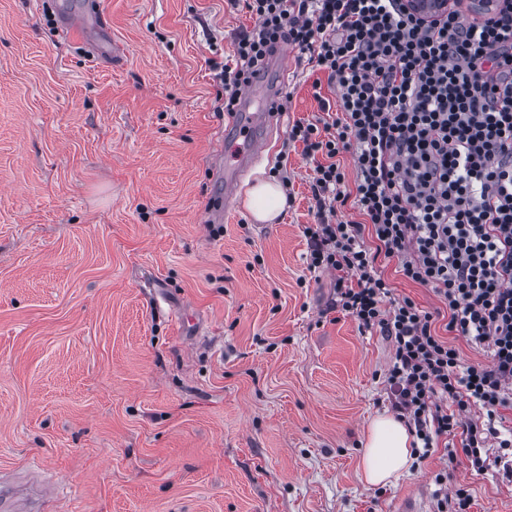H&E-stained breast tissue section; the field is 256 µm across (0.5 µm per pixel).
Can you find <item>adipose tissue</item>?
<instances>
[{
  "mask_svg": "<svg viewBox=\"0 0 512 512\" xmlns=\"http://www.w3.org/2000/svg\"><path fill=\"white\" fill-rule=\"evenodd\" d=\"M285 204L281 184L258 180L248 191L245 206L258 222L273 220ZM413 436L404 423L392 415L374 418L368 427L360 467L365 481L385 484L406 471L412 462Z\"/></svg>",
  "mask_w": 512,
  "mask_h": 512,
  "instance_id": "1",
  "label": "adipose tissue"
}]
</instances>
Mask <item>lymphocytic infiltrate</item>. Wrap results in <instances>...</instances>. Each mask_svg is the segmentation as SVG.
I'll return each instance as SVG.
<instances>
[{
  "label": "lymphocytic infiltrate",
  "instance_id": "lymphocytic-infiltrate-1",
  "mask_svg": "<svg viewBox=\"0 0 512 512\" xmlns=\"http://www.w3.org/2000/svg\"><path fill=\"white\" fill-rule=\"evenodd\" d=\"M405 3L245 0L258 24L224 62V109L277 42L326 74L334 99L289 133L315 161L308 267L335 272L331 309L390 340L389 401L413 454L457 436L473 471L495 465L511 479L502 412L512 410V0L474 21L453 4L428 22ZM343 152L354 159L350 184L336 161ZM348 205L359 220L337 219ZM381 256L432 288L447 331L486 347L487 362H464L431 313L392 298Z\"/></svg>",
  "mask_w": 512,
  "mask_h": 512
}]
</instances>
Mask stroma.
I'll return each instance as SVG.
<instances>
[{"label":"stroma","mask_w":512,"mask_h":512,"mask_svg":"<svg viewBox=\"0 0 512 512\" xmlns=\"http://www.w3.org/2000/svg\"><path fill=\"white\" fill-rule=\"evenodd\" d=\"M90 12L114 65L61 24ZM256 24L228 0H0V478L47 481L43 512H432L444 470L469 512H512V481L458 447L364 482L393 348L307 268L313 163L288 130L212 235L216 65ZM263 77L291 123L334 96L295 64ZM284 175L290 200L255 222L247 188ZM377 264L444 330L431 288Z\"/></svg>","instance_id":"35a3bbf8"}]
</instances>
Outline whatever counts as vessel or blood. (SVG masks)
Returning <instances> with one entry per match:
<instances>
[{"label": "vessel or blood", "mask_w": 512, "mask_h": 512, "mask_svg": "<svg viewBox=\"0 0 512 512\" xmlns=\"http://www.w3.org/2000/svg\"><path fill=\"white\" fill-rule=\"evenodd\" d=\"M66 28L69 33L80 36H99L103 40L102 55L117 59L118 53L109 41L106 19L97 16L70 19L66 22ZM279 103V93L268 89L261 77H254L243 84L235 110L230 115V125L223 133L224 159L215 167L224 183L221 196L211 207L215 221H223L225 213L234 208L238 186L262 162L268 131L283 126L285 115L279 111Z\"/></svg>", "instance_id": "vessel-or-blood-1"}]
</instances>
